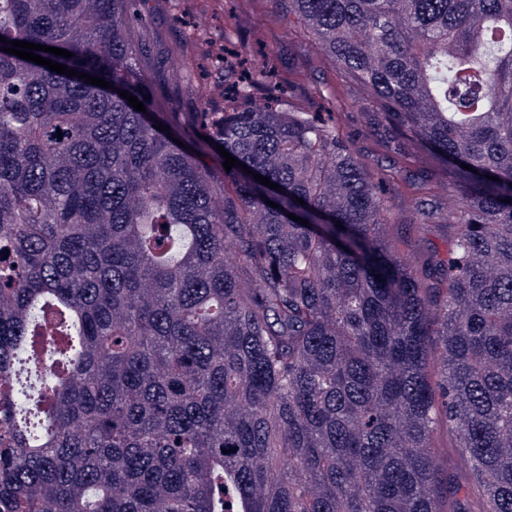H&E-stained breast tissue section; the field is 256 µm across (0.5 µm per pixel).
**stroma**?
Here are the masks:
<instances>
[{
    "label": "stroma",
    "mask_w": 512,
    "mask_h": 512,
    "mask_svg": "<svg viewBox=\"0 0 512 512\" xmlns=\"http://www.w3.org/2000/svg\"><path fill=\"white\" fill-rule=\"evenodd\" d=\"M144 8L151 16V25L142 37L149 59L145 72L147 85L153 98L181 117H190L205 104L222 101L224 96L223 73L210 74L202 82L201 94L195 95L186 92L172 70V52L200 34L225 43L231 49L244 48L251 64L271 59L278 70L296 68L306 89L335 80L336 74L329 61L301 53L288 35L286 21L278 17L269 0H223L218 6L213 5L212 0H146ZM336 121L350 134L354 152L371 168L395 166L402 171L401 180L388 193L395 221L385 227L395 252L417 269L427 261L444 259L451 241V228L445 224H422L417 219V192L411 177L420 166L419 160L389 152L372 133L368 116L358 106H350L337 114ZM432 446L441 471L449 478H456L465 471L468 459L457 446L454 429L439 424Z\"/></svg>",
    "instance_id": "stroma-1"
}]
</instances>
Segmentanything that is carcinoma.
<instances>
[{"label":"carcinoma","instance_id":"cac0c4a2","mask_svg":"<svg viewBox=\"0 0 512 512\" xmlns=\"http://www.w3.org/2000/svg\"><path fill=\"white\" fill-rule=\"evenodd\" d=\"M140 2L0 0L1 37L112 83L0 42V512H512V0H273L386 146L429 154L418 189L445 177L452 215L418 213L453 245L419 272L380 232L401 171L352 152L332 90L231 66L203 138L169 139ZM173 70L197 92L189 51ZM432 446L438 460L440 470L448 478H456L468 467L467 457L461 453L457 446V438L454 429L448 428V424L441 421L436 428Z\"/></svg>","mask_w":512,"mask_h":512}]
</instances>
